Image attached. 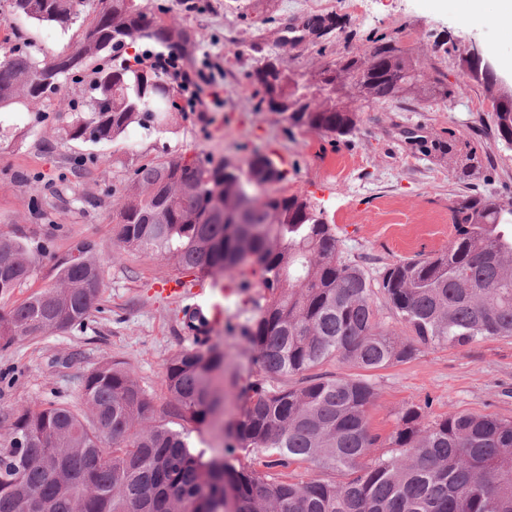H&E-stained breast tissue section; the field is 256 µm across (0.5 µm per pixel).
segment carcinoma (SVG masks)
<instances>
[{"label": "carcinoma", "mask_w": 512, "mask_h": 512, "mask_svg": "<svg viewBox=\"0 0 512 512\" xmlns=\"http://www.w3.org/2000/svg\"><path fill=\"white\" fill-rule=\"evenodd\" d=\"M82 0H9L8 8L39 24L66 30ZM319 36L340 28L335 16H315ZM190 40L181 26L147 12L142 0H109L63 57L73 63L57 81L89 71L92 95L67 129L71 140L109 142L135 125L160 131L181 111L177 90L158 65L139 55L110 69L95 65L107 50L152 41L172 50ZM15 47L0 55V112L58 92L37 82L49 55ZM260 104L291 127L345 137L357 129L354 102L368 104L448 98L462 85L410 55L394 38L323 65L300 81L269 57L253 73ZM495 138L512 149V101L495 113ZM434 150L455 164L461 183L474 175L476 154L454 141ZM232 162L162 158L134 169L118 193L117 242L150 250L179 268L240 286L258 278L266 294L242 331L252 353L240 414L224 421V351L188 349L164 365L169 406L158 412L135 375L116 363L89 371L77 404L48 401L0 412V512H224V485L236 512H512V420L457 412L423 423L430 401L410 403L389 437L391 454L372 456L379 436L369 412L377 392L363 375L327 378L310 371L338 360L359 371L411 359L421 346H469L512 337V207L478 193L452 208L455 236L444 250L389 263L371 277L342 256L336 226L309 198L258 193L287 180L272 154L255 150L245 167ZM256 200L249 224L231 209ZM31 246L0 234V295L32 275ZM54 282L0 312V343L81 327L96 308L112 256L90 242L75 245ZM384 299L409 330L404 343L379 314ZM301 377L297 386L268 387ZM200 426L221 422L224 447L193 452L171 420ZM272 452L264 469L236 467V450ZM309 463L329 479L285 480L269 472Z\"/></svg>", "instance_id": "carcinoma-1"}]
</instances>
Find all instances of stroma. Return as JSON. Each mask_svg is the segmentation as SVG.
<instances>
[{
  "instance_id": "1",
  "label": "stroma",
  "mask_w": 512,
  "mask_h": 512,
  "mask_svg": "<svg viewBox=\"0 0 512 512\" xmlns=\"http://www.w3.org/2000/svg\"><path fill=\"white\" fill-rule=\"evenodd\" d=\"M4 3L0 0V38L14 35L53 54L67 51L100 8L98 0H88L80 23L64 31L10 14ZM143 3L190 32L180 66L220 64L221 73L201 93L204 111L180 113L177 123L161 132L135 126L106 143L71 140L64 130L74 105L88 95L91 77L85 74L65 80L58 94L32 111L0 114V234L51 246L49 253L33 256L27 283L0 296V311L52 283L56 262L79 242L114 255L84 327L0 345V411L50 399L77 401L84 375L110 360L135 375L158 410L167 409L163 366L194 343L183 326L182 303L166 292L182 270L152 251L116 246L114 200L141 164L167 154L243 163L254 150L275 152L288 171L279 191L310 198L336 225L344 255L372 274L387 263L447 246L454 234L452 208L466 187L512 202V149L495 141L491 100L480 85L448 99L355 102L358 127L353 135L338 137L286 127L276 114L259 108L251 79L270 54L304 81L320 65L367 49L380 36L403 38L410 32L414 39L405 50L447 72L449 83H456L462 57L475 47L512 87V70L501 65L512 56V35L490 20L464 23L462 0H369L359 16L340 10L336 0H208L202 13L185 12L179 0ZM318 15L339 16L343 29L321 38L302 30L304 20ZM292 23L300 27L294 37L288 32ZM409 128L428 142L455 137L478 155L492 154L495 166L463 185L447 160L408 142ZM240 281L236 274L223 277L216 296L224 304V321L207 341L224 351L228 419L240 410L234 393L249 371L240 328L264 293L258 283L244 288ZM371 380L377 398L370 423L384 438L406 403L426 398L432 402L430 421L452 412L512 420V338L422 348L406 362L372 371Z\"/></svg>"
}]
</instances>
